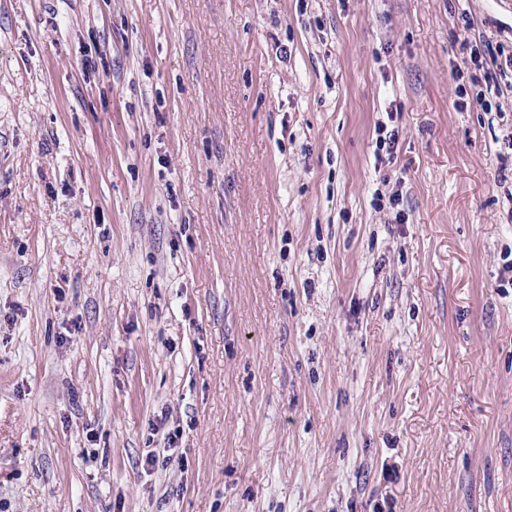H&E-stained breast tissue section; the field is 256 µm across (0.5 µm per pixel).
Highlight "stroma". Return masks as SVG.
I'll return each mask as SVG.
<instances>
[{
	"label": "stroma",
	"instance_id": "1",
	"mask_svg": "<svg viewBox=\"0 0 512 512\" xmlns=\"http://www.w3.org/2000/svg\"><path fill=\"white\" fill-rule=\"evenodd\" d=\"M475 40L512 0H0V512H512Z\"/></svg>",
	"mask_w": 512,
	"mask_h": 512
}]
</instances>
